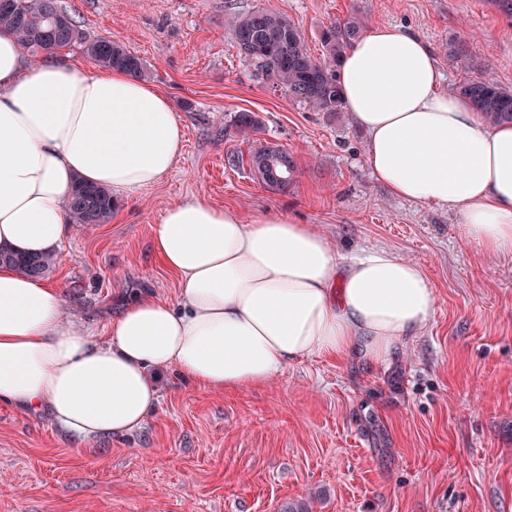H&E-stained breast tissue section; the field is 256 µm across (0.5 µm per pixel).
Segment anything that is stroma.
<instances>
[{"instance_id": "1", "label": "stroma", "mask_w": 512, "mask_h": 512, "mask_svg": "<svg viewBox=\"0 0 512 512\" xmlns=\"http://www.w3.org/2000/svg\"><path fill=\"white\" fill-rule=\"evenodd\" d=\"M89 38L123 44L171 100L183 129L174 169L118 201L106 222L72 225L47 285L66 316L105 335L122 296L171 300L150 232L169 205L204 198L310 225L342 258L384 248L435 287L428 324L385 363L306 358L260 387L210 390L154 370L160 405L134 433L72 441L47 413L0 404V512H512V256L463 236L448 209L393 197L365 163L348 112L313 111L257 76L232 17L280 12L313 56L329 22L410 29L433 48L445 88L489 75L512 90V18L492 0H61ZM465 43L472 63L448 58ZM243 111L260 126L242 137ZM288 150V188L250 164L256 141ZM236 166H228V156Z\"/></svg>"}]
</instances>
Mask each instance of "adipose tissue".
<instances>
[{"label": "adipose tissue", "instance_id": "ef3b65f1", "mask_svg": "<svg viewBox=\"0 0 512 512\" xmlns=\"http://www.w3.org/2000/svg\"><path fill=\"white\" fill-rule=\"evenodd\" d=\"M336 74L373 176L395 197L456 210L466 239L512 255V122L489 123L446 91L432 50L397 25H371ZM181 149L153 85L25 63L0 30V247L60 249L76 181L128 197L169 174ZM152 248L179 278L177 299L133 293L103 337L66 321L61 290L0 267V403L47 411L79 441L121 436L157 410L150 369L237 390L304 358L382 362L434 310L419 264L383 248L342 259L285 215L246 218L195 198L165 210Z\"/></svg>", "mask_w": 512, "mask_h": 512}]
</instances>
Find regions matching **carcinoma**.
I'll return each mask as SVG.
<instances>
[{"label": "carcinoma", "mask_w": 512, "mask_h": 512, "mask_svg": "<svg viewBox=\"0 0 512 512\" xmlns=\"http://www.w3.org/2000/svg\"><path fill=\"white\" fill-rule=\"evenodd\" d=\"M365 21L357 14L331 22L322 31L323 57L312 56L301 31L288 17L267 9H257L232 21L237 46L252 45L254 53L246 61L257 74L275 77V84L293 100L316 112L336 114L343 108L336 82V64L361 36ZM12 30L21 47L33 60L49 58L78 42L85 52L105 69H122L141 78L146 65L138 56L107 37L88 39L60 0H12L0 7V28ZM453 91L468 97L491 123L512 121V93L487 76L460 84ZM260 120L252 112H241L237 129L242 134L258 130ZM277 146L259 142L251 154L255 170L266 168ZM115 207L112 194L101 187L79 182L69 210L74 224H101ZM7 264L31 278H41L54 264L51 254L25 255L0 250V265Z\"/></svg>", "instance_id": "cac0c4a2"}]
</instances>
